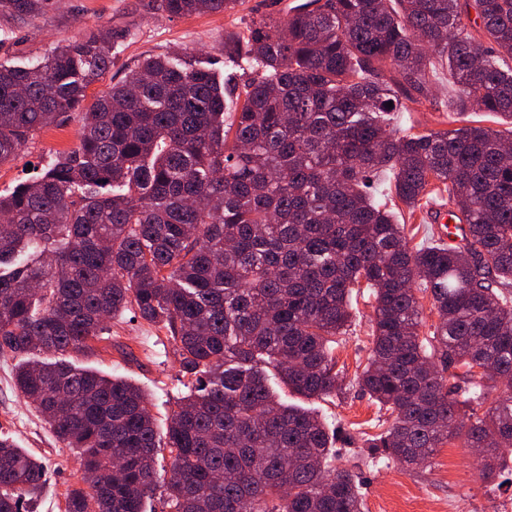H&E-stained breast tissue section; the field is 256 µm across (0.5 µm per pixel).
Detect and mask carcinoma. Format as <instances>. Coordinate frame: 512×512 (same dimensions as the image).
Returning a JSON list of instances; mask_svg holds the SVG:
<instances>
[{
    "mask_svg": "<svg viewBox=\"0 0 512 512\" xmlns=\"http://www.w3.org/2000/svg\"><path fill=\"white\" fill-rule=\"evenodd\" d=\"M52 4L0 0V15L36 23ZM246 31L224 36L225 62L250 72L241 85L149 55L88 105L114 62L109 30L0 64V164L84 113L77 150L0 195V352L25 359L18 393L78 454L64 512H146L160 448L172 454L168 512H363L338 431L282 403L267 374L306 399L341 389L333 344L363 288L373 349L358 384L391 417L367 440L371 464H426L462 435L482 479L509 473L512 128L390 125L401 96L433 102L444 68L448 124L512 120V0H305ZM442 192L461 243L434 233L409 246L382 198L414 210ZM425 296L437 321L424 336ZM126 309L166 329L191 379L163 436L140 387L29 359L93 351ZM44 482L39 459L1 435L0 512H33Z\"/></svg>",
    "mask_w": 512,
    "mask_h": 512,
    "instance_id": "1",
    "label": "carcinoma"
}]
</instances>
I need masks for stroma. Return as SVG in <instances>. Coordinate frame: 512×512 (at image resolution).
<instances>
[{
  "label": "stroma",
  "mask_w": 512,
  "mask_h": 512,
  "mask_svg": "<svg viewBox=\"0 0 512 512\" xmlns=\"http://www.w3.org/2000/svg\"><path fill=\"white\" fill-rule=\"evenodd\" d=\"M293 0H246L242 10L191 17H167L155 9L156 0H58L59 8L46 21L29 24L0 15V63L22 65L54 45L100 28L111 29L119 54L102 80L91 85L96 98L122 80L128 67L148 53L187 49L198 66L226 75L224 36L245 29L251 20L274 12ZM82 116L72 112L60 124L43 128L13 160L0 164V193L9 194L30 180L57 155L79 145ZM372 300L359 299L352 330L335 347L341 391L313 406L340 430L342 462L360 473L364 512H512V485L487 483L479 475L477 456L455 440L438 448L430 466L404 469L397 464L374 466L365 444L378 432V411L364 394L357 377L371 354ZM92 354L74 352L75 365L121 376L140 386L158 429H165L178 397L186 389L179 355L164 331L124 312L109 325ZM16 361L0 356V434L36 455L48 471L37 512H63L64 496L76 480L75 454L57 440L30 403L16 391Z\"/></svg>",
  "instance_id": "35a3bbf8"
}]
</instances>
